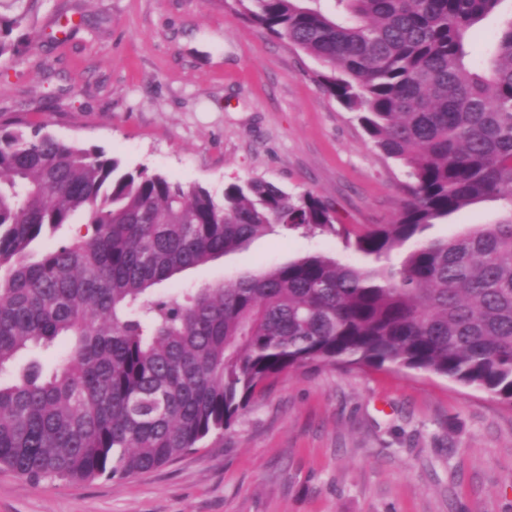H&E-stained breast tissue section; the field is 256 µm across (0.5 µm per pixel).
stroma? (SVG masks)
I'll list each match as a JSON object with an SVG mask.
<instances>
[{
    "label": "stroma",
    "instance_id": "35a3bbf8",
    "mask_svg": "<svg viewBox=\"0 0 512 512\" xmlns=\"http://www.w3.org/2000/svg\"><path fill=\"white\" fill-rule=\"evenodd\" d=\"M234 0H43L0 59V117L222 194L261 179L320 196L339 235L278 230L184 273L217 284L397 216L404 169L316 81L320 63ZM0 512H512V405L370 364L273 379L224 434L157 470L82 483L0 471Z\"/></svg>",
    "mask_w": 512,
    "mask_h": 512
}]
</instances>
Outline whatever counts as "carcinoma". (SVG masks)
Segmentation results:
<instances>
[{"label":"carcinoma","mask_w":512,"mask_h":512,"mask_svg":"<svg viewBox=\"0 0 512 512\" xmlns=\"http://www.w3.org/2000/svg\"><path fill=\"white\" fill-rule=\"evenodd\" d=\"M40 0H0V57ZM323 64L317 81L406 168L397 218L348 246L230 283L179 276L276 228L337 235L321 197L269 182L222 196L133 171L21 119L0 123V469L33 483L112 480L175 461L229 428L272 378L312 364L391 365L512 403V16L489 57L472 27L504 0H237ZM497 202L493 223L434 224ZM77 215L86 233L42 241ZM71 346L50 373L21 353Z\"/></svg>","instance_id":"cac0c4a2"}]
</instances>
